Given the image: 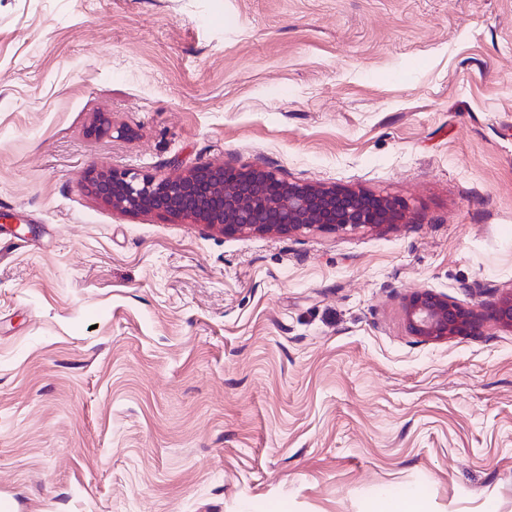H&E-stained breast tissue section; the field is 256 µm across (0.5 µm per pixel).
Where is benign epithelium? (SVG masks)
Listing matches in <instances>:
<instances>
[{
    "label": "benign epithelium",
    "mask_w": 512,
    "mask_h": 512,
    "mask_svg": "<svg viewBox=\"0 0 512 512\" xmlns=\"http://www.w3.org/2000/svg\"><path fill=\"white\" fill-rule=\"evenodd\" d=\"M86 181L91 194L114 213L155 214L225 236L382 230L407 218L406 204L395 197L290 182L264 166L199 163L163 177L102 167L89 170ZM403 312L407 332L423 342L471 336L489 321L512 330V289L494 301L471 304L424 289L406 298Z\"/></svg>",
    "instance_id": "benign-epithelium-1"
}]
</instances>
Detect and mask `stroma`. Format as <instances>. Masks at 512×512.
Returning <instances> with one entry per match:
<instances>
[{"instance_id":"35a3bbf8","label":"stroma","mask_w":512,"mask_h":512,"mask_svg":"<svg viewBox=\"0 0 512 512\" xmlns=\"http://www.w3.org/2000/svg\"><path fill=\"white\" fill-rule=\"evenodd\" d=\"M263 165L403 201L233 236L91 167ZM512 0H0V501L11 512H512ZM407 332L423 342L474 335L485 322L512 330V289L494 301L464 304L433 289L415 292L403 307Z\"/></svg>"}]
</instances>
